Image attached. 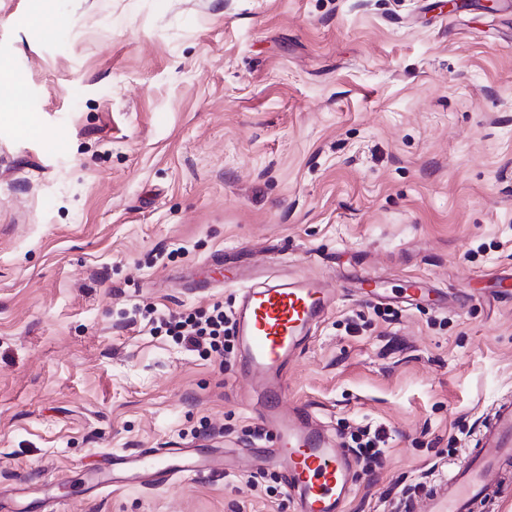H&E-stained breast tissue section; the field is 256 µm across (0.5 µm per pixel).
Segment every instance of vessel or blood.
Returning <instances> with one entry per match:
<instances>
[{
  "mask_svg": "<svg viewBox=\"0 0 512 512\" xmlns=\"http://www.w3.org/2000/svg\"><path fill=\"white\" fill-rule=\"evenodd\" d=\"M237 317V341L245 354L242 377L264 393L263 416L274 435L270 447L252 452L250 469L278 470L294 512H344L354 485L353 463L311 414L285 405L286 367L303 337L324 317L334 297L324 282L304 279L244 286ZM470 466L401 501L399 512H476L492 493L485 465L512 463V398L499 400L476 440ZM223 456L198 449L170 448L161 454L116 453L113 471L144 486L223 472Z\"/></svg>",
  "mask_w": 512,
  "mask_h": 512,
  "instance_id": "obj_1",
  "label": "vessel or blood"
}]
</instances>
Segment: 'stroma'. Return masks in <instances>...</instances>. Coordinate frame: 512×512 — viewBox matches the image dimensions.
Masks as SVG:
<instances>
[{"label":"stroma","mask_w":512,"mask_h":512,"mask_svg":"<svg viewBox=\"0 0 512 512\" xmlns=\"http://www.w3.org/2000/svg\"><path fill=\"white\" fill-rule=\"evenodd\" d=\"M48 2L0 0L37 126L0 118V505L293 512L275 470L96 487L116 452L266 445L238 352L164 326L233 313L231 272L334 291L285 401L343 448L385 429L347 512L468 464L512 394V0Z\"/></svg>","instance_id":"obj_1"}]
</instances>
